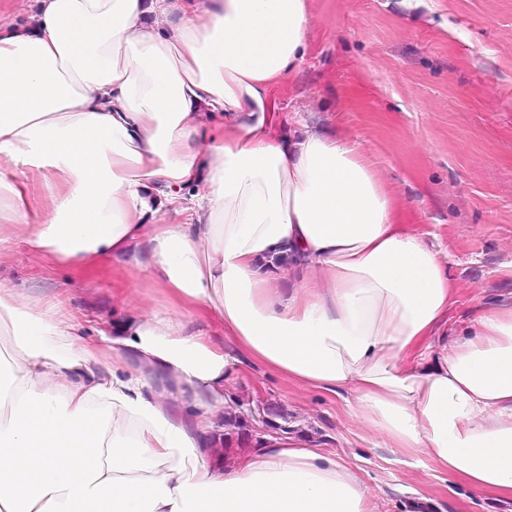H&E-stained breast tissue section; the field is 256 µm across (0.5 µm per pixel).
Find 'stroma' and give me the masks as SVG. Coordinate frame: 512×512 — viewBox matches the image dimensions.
<instances>
[{
	"mask_svg": "<svg viewBox=\"0 0 512 512\" xmlns=\"http://www.w3.org/2000/svg\"><path fill=\"white\" fill-rule=\"evenodd\" d=\"M306 52L273 88L275 131L301 124L356 139L398 200L395 222L446 263L449 326L512 304V0H307ZM16 232L0 250V286L56 304L80 335L164 310L150 269L109 257L54 261ZM237 419L210 448L230 468L286 437L353 467L376 512H512L454 483L421 456L387 447L343 397L251 361L225 388Z\"/></svg>",
	"mask_w": 512,
	"mask_h": 512,
	"instance_id": "1",
	"label": "stroma"
}]
</instances>
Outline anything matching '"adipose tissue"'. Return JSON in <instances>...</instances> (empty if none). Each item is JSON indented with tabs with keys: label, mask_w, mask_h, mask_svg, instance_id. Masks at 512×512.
<instances>
[{
	"label": "adipose tissue",
	"mask_w": 512,
	"mask_h": 512,
	"mask_svg": "<svg viewBox=\"0 0 512 512\" xmlns=\"http://www.w3.org/2000/svg\"><path fill=\"white\" fill-rule=\"evenodd\" d=\"M307 21L305 0H40L34 32L0 22V225L53 260L135 268L149 245L169 296L109 337L128 372L55 305L0 294L16 351L0 364V512H374L357 472L312 444L208 466L224 384L249 358L353 392L388 447L512 501V305L452 350L423 346L448 338L449 272L397 228L360 143L270 129ZM204 111L224 116L206 148ZM30 172L50 192L39 224ZM201 304L237 354L191 329Z\"/></svg>",
	"instance_id": "obj_1"
}]
</instances>
